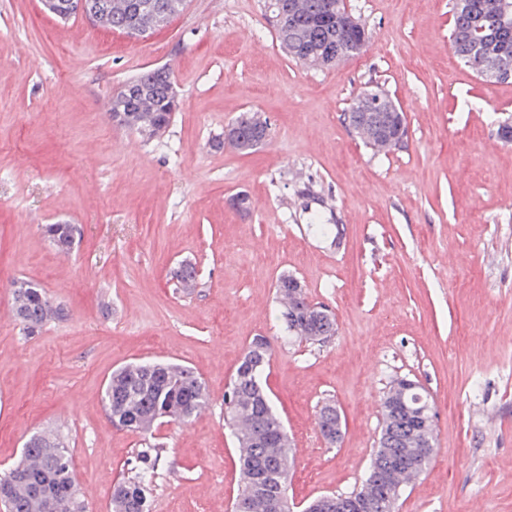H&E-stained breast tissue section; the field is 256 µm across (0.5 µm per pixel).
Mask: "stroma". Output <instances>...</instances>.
<instances>
[{"label":"stroma","mask_w":512,"mask_h":512,"mask_svg":"<svg viewBox=\"0 0 512 512\" xmlns=\"http://www.w3.org/2000/svg\"><path fill=\"white\" fill-rule=\"evenodd\" d=\"M364 51L336 66L279 48L265 0H188L168 26L131 39L40 0H0V309L12 283L64 307L36 335L0 319V472L29 434L69 448L86 512H109L140 435L101 402L112 371L173 360L205 380L210 406L153 432L164 448L152 512H230L240 488L224 394L248 343L269 338L267 382L295 451L293 512L365 479L391 381H416L437 439L396 512H512V81L489 83L450 43L449 0H349ZM169 66L179 99L148 141L109 115L114 92ZM371 81L404 110V146L374 153L343 114ZM254 112L267 142L213 149ZM244 193L248 214L227 206ZM72 224L59 254L43 233ZM199 271L189 295L169 277ZM296 276L336 334L289 340L275 283ZM332 401L343 435L317 411ZM317 425L324 439L330 444L336 443V428L341 427V417L336 412V405L325 403L317 413Z\"/></svg>","instance_id":"1"}]
</instances>
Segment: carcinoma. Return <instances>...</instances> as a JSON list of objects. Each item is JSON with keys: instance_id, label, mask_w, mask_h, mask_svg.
I'll list each match as a JSON object with an SVG mask.
<instances>
[{"instance_id": "cac0c4a2", "label": "carcinoma", "mask_w": 512, "mask_h": 512, "mask_svg": "<svg viewBox=\"0 0 512 512\" xmlns=\"http://www.w3.org/2000/svg\"><path fill=\"white\" fill-rule=\"evenodd\" d=\"M99 15L92 20L137 38L161 27V22L181 13L186 0H100ZM331 0H276L266 11V19L276 41L288 55L305 64L325 66L336 53L339 38L336 23L330 19ZM501 0H451V43L455 54L477 73L497 63L512 66V0L507 23L500 20ZM175 84L169 68L153 69L128 80L112 96L110 113L117 125L152 139L170 125L175 109ZM364 113L350 111L343 120L348 130L377 153H386L404 143L407 133L398 128L397 113L375 112L376 131H361ZM236 137L215 141V148L241 146L265 138L266 126L259 116L249 113L238 119ZM45 232L60 252L73 245L71 224H48ZM174 287L186 292L196 286L197 272L191 263L179 266ZM295 276L282 274L276 294L282 307L289 337L316 342L336 334L334 316L321 314L293 285ZM13 311L26 335L40 331L64 309L52 304L39 285L26 279L13 284ZM272 347L264 336L248 344L230 378L224 416L233 433L241 470V489L231 506L236 512L240 501L248 502L247 512H269L271 499L287 490L291 469L292 443L283 420L264 388L270 367ZM112 425L147 438L156 422L167 418L187 423L205 411L210 397L204 379L190 366L144 360L129 363L112 372L102 393ZM382 425L371 462L374 474L368 483L349 496H362L365 512H386L397 501L401 488L418 477L434 450L433 405L426 392L410 388L406 379L392 381L381 402ZM317 425L324 439L336 443L341 417L336 405L319 408ZM161 450L140 451L131 475L114 486L110 512H151L150 486L155 479ZM7 488L0 501L4 512H85L73 473L72 458L57 435L36 431L30 435L18 464L0 475V487ZM308 512H336V495L325 494L312 500Z\"/></svg>"}]
</instances>
